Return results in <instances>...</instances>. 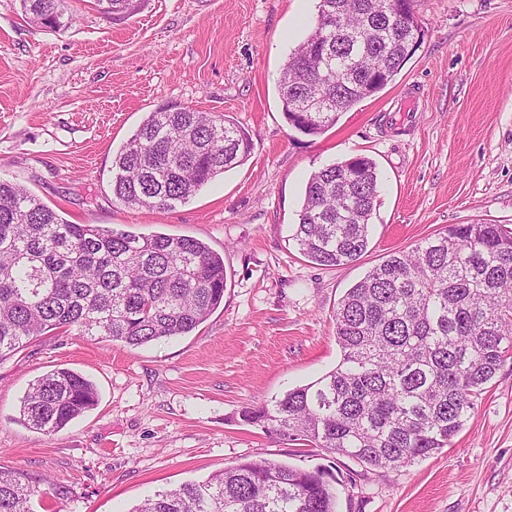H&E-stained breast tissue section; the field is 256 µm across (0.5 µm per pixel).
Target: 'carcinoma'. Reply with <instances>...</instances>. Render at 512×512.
I'll return each mask as SVG.
<instances>
[{"instance_id": "carcinoma-1", "label": "carcinoma", "mask_w": 512, "mask_h": 512, "mask_svg": "<svg viewBox=\"0 0 512 512\" xmlns=\"http://www.w3.org/2000/svg\"><path fill=\"white\" fill-rule=\"evenodd\" d=\"M139 0H112L113 18ZM31 25L64 26V0H21ZM411 10L389 0H318L307 39L288 57L279 94L289 125L318 135L392 79L421 42ZM248 132L191 106L148 113L112 159L113 198L171 208L241 166ZM376 163L356 155L310 174L294 240L320 266L355 262L369 244ZM224 256L193 237L140 236L63 219L24 186L0 179V359L31 340L76 329L134 348L196 330L224 300ZM341 360L241 421L283 441L376 468L412 464L451 445L497 371L512 358V234L451 224L395 251L347 289L336 310ZM96 402L94 384L58 368L34 380L20 420L55 434ZM47 495L0 470V512H32ZM131 512H336L321 470L241 461L204 481L157 492Z\"/></svg>"}]
</instances>
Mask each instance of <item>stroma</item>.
<instances>
[{"label":"stroma","instance_id":"1","mask_svg":"<svg viewBox=\"0 0 512 512\" xmlns=\"http://www.w3.org/2000/svg\"><path fill=\"white\" fill-rule=\"evenodd\" d=\"M65 8L53 31L0 0V177L75 224L200 239L223 255L227 285L187 336L130 349L51 332L0 360V468L50 482L34 512H131L243 459L326 470L336 512H512V358L452 446L403 467L311 452L239 417L336 367L338 303L388 254L451 224L512 231V0H416L414 54L319 135L288 124L278 88L317 0H144L122 21L93 0ZM171 103L234 120L251 156L170 209L113 201V156ZM359 154L379 174L368 250L317 265L292 239L306 181ZM59 367L90 379L98 402L41 434L20 401Z\"/></svg>","mask_w":512,"mask_h":512}]
</instances>
